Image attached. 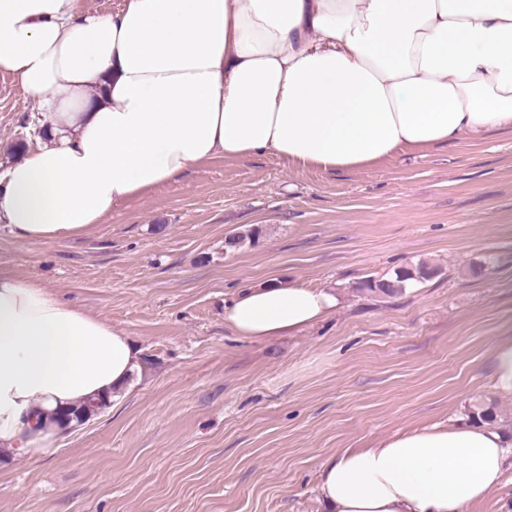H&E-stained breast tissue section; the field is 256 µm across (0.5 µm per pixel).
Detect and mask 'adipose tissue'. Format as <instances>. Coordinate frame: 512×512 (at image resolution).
<instances>
[{
	"mask_svg": "<svg viewBox=\"0 0 512 512\" xmlns=\"http://www.w3.org/2000/svg\"><path fill=\"white\" fill-rule=\"evenodd\" d=\"M0 71L48 136L0 173V230L64 241L217 158L357 169L512 130V0H0ZM335 308L271 278L224 319L257 341ZM137 366L124 330L0 268V454L47 455L63 412ZM511 465L500 424L433 425L328 458L319 492L326 512H466Z\"/></svg>",
	"mask_w": 512,
	"mask_h": 512,
	"instance_id": "obj_1",
	"label": "adipose tissue"
}]
</instances>
